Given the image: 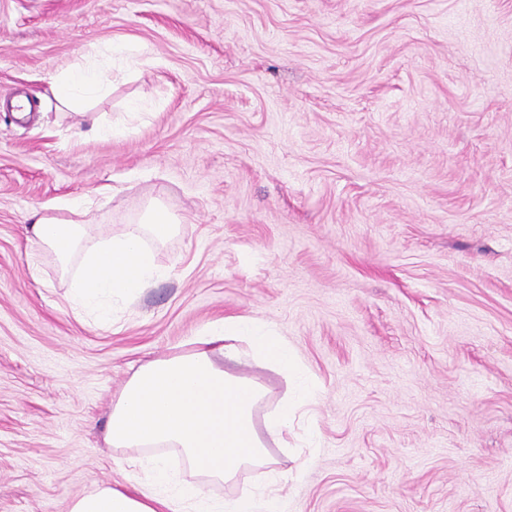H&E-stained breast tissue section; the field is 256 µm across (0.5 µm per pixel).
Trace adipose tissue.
<instances>
[{"mask_svg":"<svg viewBox=\"0 0 512 512\" xmlns=\"http://www.w3.org/2000/svg\"><path fill=\"white\" fill-rule=\"evenodd\" d=\"M111 86L110 74L88 66L50 82L58 103L79 114L98 138L119 133L87 109ZM30 221L40 251L53 256L70 280L74 310L92 309L108 324L114 298H135L168 276L148 242L174 234L181 219L157 200L138 223L112 233L100 229L86 202L73 198L33 211ZM249 362L297 383L295 393L262 418L257 412L271 390L243 371ZM310 395L295 350L265 324L244 317L212 323L189 351L141 364L112 395L104 441L111 448L137 449L131 463L142 479L128 487L99 486L72 500L68 512H287L279 488L288 474L277 469L267 443L287 447L294 415ZM169 449L186 461L195 482H181L167 462ZM246 469L261 470L269 491L224 499L203 494L202 483L233 484Z\"/></svg>","mask_w":512,"mask_h":512,"instance_id":"ef3b65f1","label":"adipose tissue"}]
</instances>
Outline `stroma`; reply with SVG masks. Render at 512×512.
Returning a JSON list of instances; mask_svg holds the SVG:
<instances>
[{"instance_id": "1", "label": "stroma", "mask_w": 512, "mask_h": 512, "mask_svg": "<svg viewBox=\"0 0 512 512\" xmlns=\"http://www.w3.org/2000/svg\"><path fill=\"white\" fill-rule=\"evenodd\" d=\"M74 197L183 219L109 325L26 233ZM241 315L314 385L288 512H512V0H0V512L128 485L113 392ZM58 103L75 111L82 121L90 125V131L97 138L114 137L120 130L106 125L100 118L86 109L89 100L105 95L112 86V75L92 67L79 66L65 76L52 79L49 83Z\"/></svg>"}]
</instances>
